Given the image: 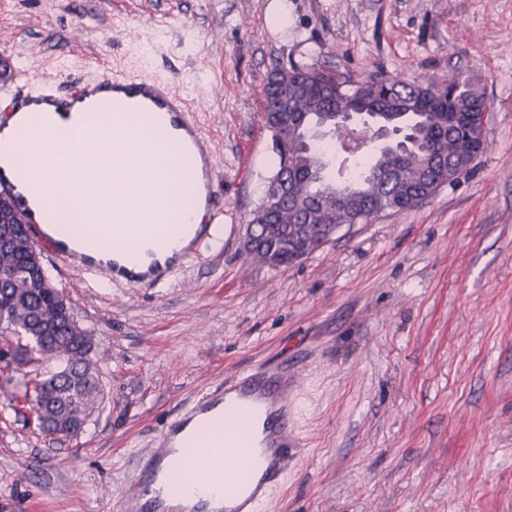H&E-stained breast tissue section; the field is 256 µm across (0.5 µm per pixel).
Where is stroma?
<instances>
[{
  "label": "stroma",
  "instance_id": "stroma-1",
  "mask_svg": "<svg viewBox=\"0 0 512 512\" xmlns=\"http://www.w3.org/2000/svg\"><path fill=\"white\" fill-rule=\"evenodd\" d=\"M0 0V52L38 83L112 73L186 92L227 231L162 288L91 290L44 253L95 342L105 400L58 445L27 385L60 367L0 338V512H115L135 455L245 367L299 378L297 461L259 512H512V0ZM352 79L471 70L486 150L418 207L341 228L288 267L243 236L277 166L264 86L282 65Z\"/></svg>",
  "mask_w": 512,
  "mask_h": 512
}]
</instances>
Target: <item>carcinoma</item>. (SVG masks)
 <instances>
[{"label": "carcinoma", "mask_w": 512, "mask_h": 512, "mask_svg": "<svg viewBox=\"0 0 512 512\" xmlns=\"http://www.w3.org/2000/svg\"><path fill=\"white\" fill-rule=\"evenodd\" d=\"M266 86L270 93L264 97V111L271 113L276 174L286 171L291 180L279 223L265 227L262 244L264 252L275 251L282 264L288 263L285 231L291 226L301 227L299 246L305 254L317 250L309 240L326 223L327 203L336 192H342L338 218L346 224H367L376 210L398 213L417 207L446 184L445 174L473 164L484 150L481 113L487 111L486 98L478 78L469 72L456 71L441 81L384 73L354 81L314 65L281 66L270 73ZM284 110L314 124L325 123L337 112L377 113L392 127L405 130V139L392 146H358V171L333 184L325 176L328 156L341 151L350 130L327 128L326 138L302 141L297 124L276 116ZM4 265L0 319L5 330L33 340L38 349L60 339L82 357V370L68 377L50 372L36 387L38 394L55 400L61 413L76 417L101 389L86 351L92 336L86 330L69 331L57 318L56 302L42 292L24 253L12 254Z\"/></svg>", "instance_id": "carcinoma-1"}]
</instances>
